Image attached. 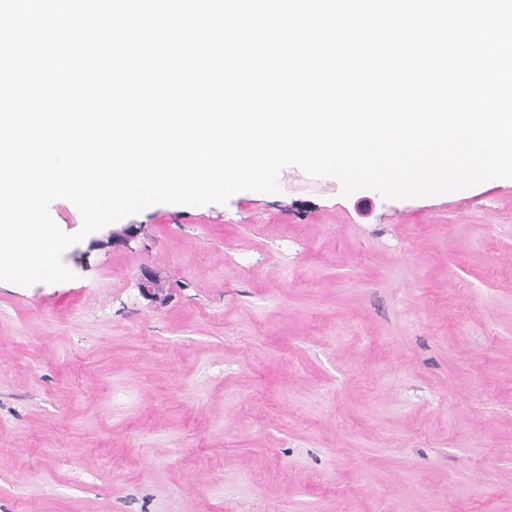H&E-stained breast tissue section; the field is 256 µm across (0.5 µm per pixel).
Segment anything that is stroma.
Masks as SVG:
<instances>
[{
	"label": "stroma",
	"mask_w": 512,
	"mask_h": 512,
	"mask_svg": "<svg viewBox=\"0 0 512 512\" xmlns=\"http://www.w3.org/2000/svg\"><path fill=\"white\" fill-rule=\"evenodd\" d=\"M277 183L0 288V512H512V178ZM155 272L151 269H146L141 272V276L138 279L137 288L141 296L150 301L155 307L165 306L169 299V289L162 291L159 288H155Z\"/></svg>",
	"instance_id": "obj_1"
}]
</instances>
